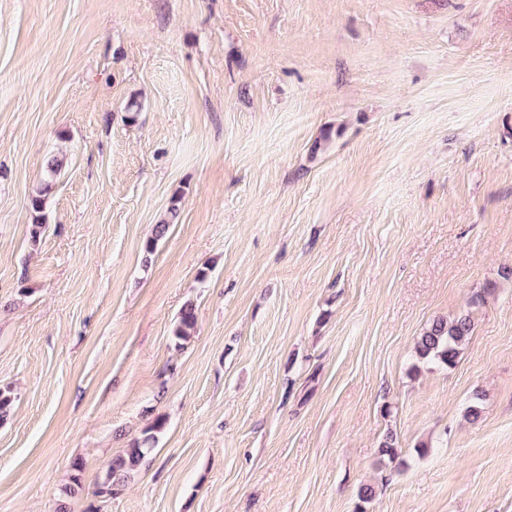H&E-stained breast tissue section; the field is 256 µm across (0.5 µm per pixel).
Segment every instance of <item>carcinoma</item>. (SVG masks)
<instances>
[{
    "mask_svg": "<svg viewBox=\"0 0 512 512\" xmlns=\"http://www.w3.org/2000/svg\"><path fill=\"white\" fill-rule=\"evenodd\" d=\"M61 163L56 158H51L46 166L47 180L44 187L30 199V207L35 214L32 227V238L40 235L43 224L41 213L44 208L45 196L52 188V182L60 171ZM179 200L174 198L168 207L165 217L155 225L154 234L144 243V252L148 255L154 253L157 242L168 232L170 226L179 219ZM196 323L195 306L186 303L179 316V322L173 330L172 339L176 348L180 349L190 338V330ZM473 332V322L469 315L462 314L451 321L437 319L431 326L419 336L416 343V353L419 358L436 362L447 367L456 365L461 352ZM164 427V421H156L144 432L143 436L134 441L124 450L123 455L112 460L106 470L105 478L98 489V495H110L131 478L143 460L154 450L157 443V433Z\"/></svg>",
    "mask_w": 512,
    "mask_h": 512,
    "instance_id": "cac0c4a2",
    "label": "carcinoma"
}]
</instances>
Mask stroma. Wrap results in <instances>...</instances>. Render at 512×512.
I'll use <instances>...</instances> for the list:
<instances>
[{"label":"stroma","mask_w":512,"mask_h":512,"mask_svg":"<svg viewBox=\"0 0 512 512\" xmlns=\"http://www.w3.org/2000/svg\"><path fill=\"white\" fill-rule=\"evenodd\" d=\"M0 387V512H512V0H0ZM60 168H61L60 161L58 159H56L55 157H52L48 161L47 166H46L47 180L44 184V187L42 189H40L30 199V207H31L33 213L35 214V220H34V223L32 224L33 227H32V231H31L32 239L36 240V238L39 237L41 229L44 225L41 222V217H42L41 213L43 212V208H44L45 196L52 188V182H53L54 178L57 176L58 172L60 171ZM178 203L179 200L174 197L166 211L165 217L155 225L153 236L145 241L143 249L147 255L154 253L157 242L167 234L170 226L178 221L180 215ZM196 323L195 306L187 302L180 311L179 322L173 330L172 339L176 348H183L184 342L190 338V330L194 329ZM473 326L467 314L459 315L451 321L443 318L433 321L417 340L418 357L449 368L455 366L472 335ZM162 419L156 421L144 432L143 436L134 441L123 455L112 460L106 470L105 478L98 489V495H112L118 487L125 485L143 460L154 450L157 433L164 427Z\"/></svg>","instance_id":"35a3bbf8"}]
</instances>
